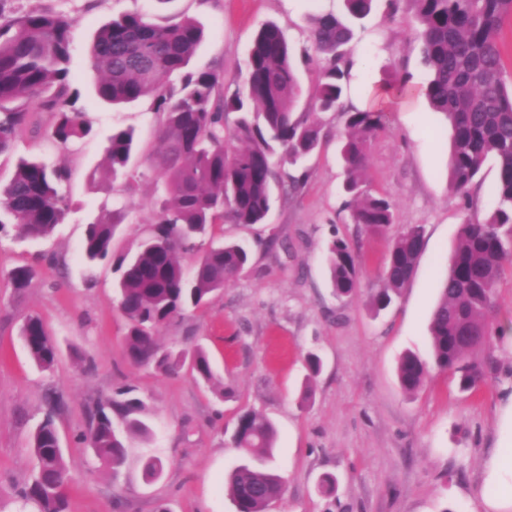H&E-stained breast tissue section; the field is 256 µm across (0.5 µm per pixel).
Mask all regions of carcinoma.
<instances>
[{
	"instance_id": "1",
	"label": "carcinoma",
	"mask_w": 512,
	"mask_h": 512,
	"mask_svg": "<svg viewBox=\"0 0 512 512\" xmlns=\"http://www.w3.org/2000/svg\"><path fill=\"white\" fill-rule=\"evenodd\" d=\"M419 23L423 61L429 79L422 92L432 108L452 126L448 169L452 189L468 197L485 162L497 163L495 208L481 220L462 224L430 318L434 366L457 378L460 390H477L496 370L492 356H482L491 337L494 293L504 266L512 263V85L504 78L500 33L512 17V0H412ZM373 0H346L347 18L333 14L314 18L311 34L324 64L315 86V106L339 108L347 90L352 23L365 18ZM76 19L30 11L0 24V155L9 152L27 122L33 102L53 115L50 137L61 144L90 132L77 107L79 92L70 90V43ZM203 37L193 20L162 26L139 13L126 14L102 26L90 51L100 73L98 97L112 105L152 99L159 117L155 170L165 178V197L156 222L132 254L112 259V237L121 211L88 225L82 250L91 261L113 260L118 304L127 319L125 351L136 365H154L173 373L190 361L196 379L224 394L206 351H162L157 329L205 304L249 262L242 243L213 241L212 228L229 217L237 224H262L274 197L276 167H296L317 148L323 126L297 113L300 84L294 58L282 30L273 23L258 31L246 63L243 88L224 93V74L210 68L188 70ZM236 114L231 132L226 118ZM341 145L344 191L353 223L369 234L386 231L393 222L391 202L363 189L368 144L384 129L383 112L351 107ZM130 131L116 129L108 138V173L130 175L134 155ZM64 167L50 168L22 158L14 174L0 184V227L13 225L22 239H45L69 209L63 185ZM424 244L423 229L408 226L394 239L383 267V285L370 293L371 311L387 309L411 280ZM198 251L193 265L178 255ZM328 267L334 291L348 297L359 282L356 255L347 242L332 240ZM28 265L9 277L14 287L28 286ZM22 336L34 363L42 370L56 362L57 349L38 317L29 318ZM457 336L475 343L457 345ZM401 388L420 391L429 376L428 363L404 353L397 366ZM131 386L118 389L94 410L85 440L95 457L118 473L125 460V437L147 439L145 403ZM121 418L124 432L113 427ZM277 438L275 424L254 411L238 416L231 442L247 460L227 476L235 512H266L280 497L283 478L269 463ZM35 473L17 492V508L66 512L69 473L53 417L46 416L32 437Z\"/></svg>"
}]
</instances>
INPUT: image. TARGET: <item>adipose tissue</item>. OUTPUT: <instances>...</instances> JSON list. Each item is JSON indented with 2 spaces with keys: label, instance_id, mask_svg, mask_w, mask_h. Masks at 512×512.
Wrapping results in <instances>:
<instances>
[{
  "label": "adipose tissue",
  "instance_id": "ef3b65f1",
  "mask_svg": "<svg viewBox=\"0 0 512 512\" xmlns=\"http://www.w3.org/2000/svg\"><path fill=\"white\" fill-rule=\"evenodd\" d=\"M485 471L481 497L491 512H504L512 507V403L502 418L499 445L487 460Z\"/></svg>",
  "mask_w": 512,
  "mask_h": 512
}]
</instances>
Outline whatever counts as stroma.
Wrapping results in <instances>:
<instances>
[{
    "mask_svg": "<svg viewBox=\"0 0 512 512\" xmlns=\"http://www.w3.org/2000/svg\"><path fill=\"white\" fill-rule=\"evenodd\" d=\"M75 18L70 79L91 124L90 137L63 149L52 142L50 113L31 109L9 153L0 155V183L19 157L37 155L70 172V209L51 237L0 233V500L12 501L27 483L35 458L29 438L52 416L71 478L67 512H234L225 473L241 460L230 442L238 414L269 417L278 439L272 466L285 491L267 512H485L479 496L485 461L498 446L503 409L512 398V267L494 294L491 351L496 371L475 394L460 392L447 373H433L417 394H405L396 365L408 351L430 357L429 322L448 260L465 219L483 218L495 206L494 162H487L468 199L448 179L452 128L419 88L427 79L415 10L399 0L388 11L374 0L354 28L344 108L374 106V89L406 79L396 104L384 105L386 129L372 140L366 188L393 205V232L425 230L416 272L399 299L371 314L367 297L382 285L390 234L370 236L350 220L338 147L347 132L342 111L322 112L326 133L309 157L307 179L293 195L277 194L265 223L216 225L217 238L246 244L245 271L206 305L155 335L163 348L203 347L223 382L217 396L190 369L165 375L131 364L125 355L127 322L114 299L111 263H87V224L104 209L125 218L112 241L113 257L135 250L163 181L150 166L158 118L150 99L115 107L98 100L100 75L89 47L103 24L142 13L161 25L196 21L204 39L193 67L224 75L225 92L241 88L259 27L276 23L297 58L302 87L299 111L309 109L316 64L306 60L314 16L345 17L344 0H0V21L32 10ZM133 129L139 154L130 182L106 175L107 139L113 129ZM280 244L267 248L269 234ZM345 239L359 257L357 294L339 299L327 272L328 247ZM36 271L16 289V266ZM39 317L55 340L58 362L39 371L21 327ZM322 369L308 380L307 353ZM134 387L148 409L149 439L127 443L119 475L100 466L80 435L98 402L120 387ZM162 473L145 475L148 460ZM333 476L332 493L320 492Z\"/></svg>",
    "mask_w": 512,
    "mask_h": 512,
    "instance_id": "35a3bbf8",
    "label": "stroma"
}]
</instances>
